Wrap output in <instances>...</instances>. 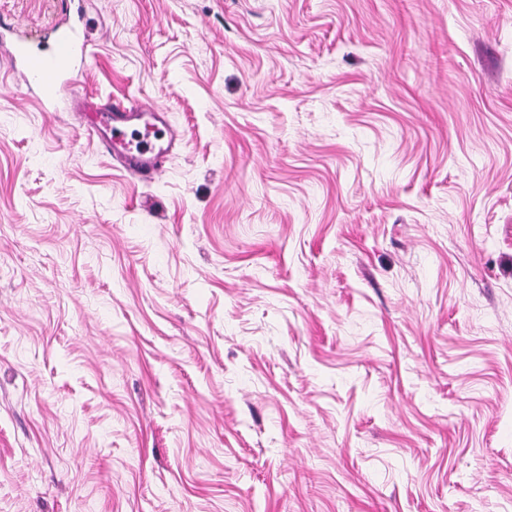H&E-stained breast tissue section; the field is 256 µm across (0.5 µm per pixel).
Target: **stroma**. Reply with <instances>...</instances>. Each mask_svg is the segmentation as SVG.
Wrapping results in <instances>:
<instances>
[{
  "mask_svg": "<svg viewBox=\"0 0 512 512\" xmlns=\"http://www.w3.org/2000/svg\"><path fill=\"white\" fill-rule=\"evenodd\" d=\"M84 10L184 140L139 182L0 59V512H512V0Z\"/></svg>",
  "mask_w": 512,
  "mask_h": 512,
  "instance_id": "1",
  "label": "stroma"
}]
</instances>
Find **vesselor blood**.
Returning a JSON list of instances; mask_svg holds the SVG:
<instances>
[{"mask_svg":"<svg viewBox=\"0 0 512 512\" xmlns=\"http://www.w3.org/2000/svg\"><path fill=\"white\" fill-rule=\"evenodd\" d=\"M74 21L48 54L30 51L15 39L14 26L0 24V49H6L7 62L36 80L43 102L51 103L60 94L73 93L74 60L89 53L87 44L76 39L82 15H75ZM76 109L99 149L143 181H153L163 171L167 156L183 140L182 133L169 123L164 108L154 103L125 97L102 101L85 95L77 97Z\"/></svg>","mask_w":512,"mask_h":512,"instance_id":"1","label":"vessel or blood"}]
</instances>
